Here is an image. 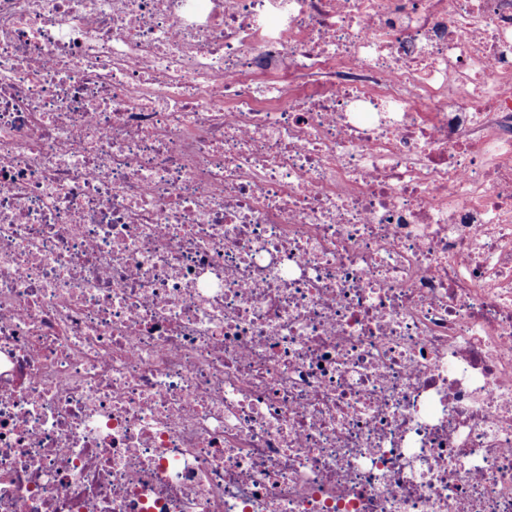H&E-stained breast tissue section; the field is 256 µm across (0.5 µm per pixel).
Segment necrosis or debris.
I'll use <instances>...</instances> for the list:
<instances>
[{"instance_id": "necrosis-or-debris-1", "label": "necrosis or debris", "mask_w": 512, "mask_h": 512, "mask_svg": "<svg viewBox=\"0 0 512 512\" xmlns=\"http://www.w3.org/2000/svg\"><path fill=\"white\" fill-rule=\"evenodd\" d=\"M0 512H512V0H0Z\"/></svg>"}]
</instances>
